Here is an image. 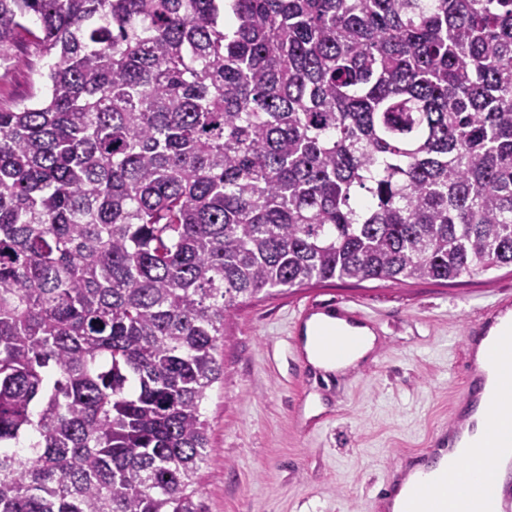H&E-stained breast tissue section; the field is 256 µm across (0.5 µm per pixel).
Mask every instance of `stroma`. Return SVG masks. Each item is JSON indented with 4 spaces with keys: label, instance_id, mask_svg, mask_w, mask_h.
I'll return each instance as SVG.
<instances>
[{
    "label": "stroma",
    "instance_id": "stroma-1",
    "mask_svg": "<svg viewBox=\"0 0 512 512\" xmlns=\"http://www.w3.org/2000/svg\"><path fill=\"white\" fill-rule=\"evenodd\" d=\"M36 44L15 50L0 109L46 95ZM512 267L448 281H328L240 306L224 325V376L203 415L212 451L199 471L208 512H381L398 468L445 434L470 365L465 328ZM312 299L351 301L377 337L372 357L331 383L294 349Z\"/></svg>",
    "mask_w": 512,
    "mask_h": 512
}]
</instances>
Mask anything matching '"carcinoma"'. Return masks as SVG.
Wrapping results in <instances>:
<instances>
[{
  "label": "carcinoma",
  "instance_id": "carcinoma-1",
  "mask_svg": "<svg viewBox=\"0 0 512 512\" xmlns=\"http://www.w3.org/2000/svg\"><path fill=\"white\" fill-rule=\"evenodd\" d=\"M21 41L0 512H204L242 304L512 266V0H0ZM14 53L7 76L0 80V109L10 108L17 101L35 94L40 97L47 94L39 73L45 69L48 60L41 57L39 47L34 43H24Z\"/></svg>",
  "mask_w": 512,
  "mask_h": 512
}]
</instances>
